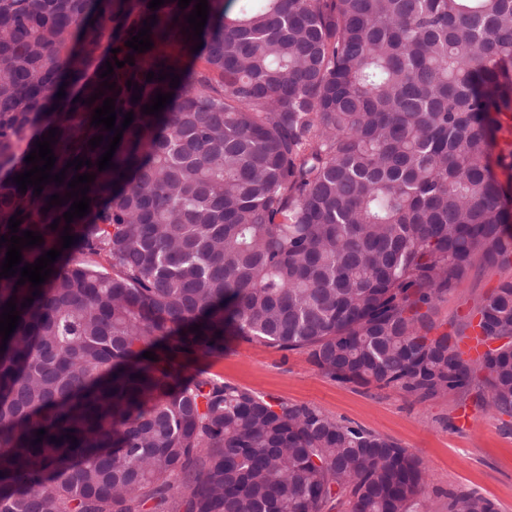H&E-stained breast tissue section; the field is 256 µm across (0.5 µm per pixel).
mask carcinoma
Returning <instances> with one entry per match:
<instances>
[{
    "mask_svg": "<svg viewBox=\"0 0 512 512\" xmlns=\"http://www.w3.org/2000/svg\"><path fill=\"white\" fill-rule=\"evenodd\" d=\"M149 2L0 0V236L19 211L43 238L22 263L62 250L35 297L0 279L20 316L0 349V512H428L422 462L391 439L186 372L235 336L418 400L475 382L512 415V279L475 310L477 359L429 318L475 257L512 260L486 165L512 114V0H208L199 39L198 0ZM152 14L153 47L125 46ZM161 69L178 87L146 81ZM99 92L115 127L134 113L102 172L103 98L76 100ZM54 127L64 183L20 192ZM77 173L96 178L68 224L75 198L43 208ZM448 512L496 508L450 492Z\"/></svg>",
    "mask_w": 512,
    "mask_h": 512,
    "instance_id": "carcinoma-1",
    "label": "carcinoma"
}]
</instances>
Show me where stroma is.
I'll return each mask as SVG.
<instances>
[{"mask_svg":"<svg viewBox=\"0 0 512 512\" xmlns=\"http://www.w3.org/2000/svg\"><path fill=\"white\" fill-rule=\"evenodd\" d=\"M510 277L512 263L474 261L463 282L435 301L431 318L436 333L468 336L476 303ZM190 368L275 401L315 407L408 448L427 472L429 512H448L452 492H476L494 501L499 512H512V416L488 406L477 388L421 401L396 388L333 380L306 353L232 336L223 355Z\"/></svg>","mask_w":512,"mask_h":512,"instance_id":"35a3bbf8","label":"stroma"}]
</instances>
